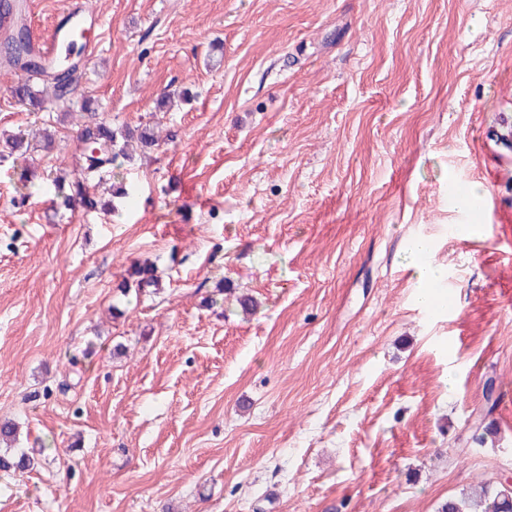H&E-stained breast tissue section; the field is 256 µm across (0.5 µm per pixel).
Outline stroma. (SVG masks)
I'll return each mask as SVG.
<instances>
[{
  "label": "stroma",
  "mask_w": 512,
  "mask_h": 512,
  "mask_svg": "<svg viewBox=\"0 0 512 512\" xmlns=\"http://www.w3.org/2000/svg\"><path fill=\"white\" fill-rule=\"evenodd\" d=\"M89 4L77 95L159 145L117 215L58 208L78 127L0 68V133L58 141L29 192L0 159V421L41 461L0 512H438L512 477V0ZM143 261L161 290L122 295ZM406 251L417 262L419 267V277L424 286L419 295L422 305L427 306L429 303H440L441 300L433 292L432 286L447 278V270L440 265L421 262L427 251V244L423 240H415L408 243ZM430 299L431 302H429Z\"/></svg>",
  "instance_id": "stroma-1"
}]
</instances>
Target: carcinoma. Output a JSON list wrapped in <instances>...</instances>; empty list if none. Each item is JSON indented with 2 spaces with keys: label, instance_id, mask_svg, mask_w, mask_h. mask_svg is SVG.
Returning a JSON list of instances; mask_svg holds the SVG:
<instances>
[{
  "label": "carcinoma",
  "instance_id": "obj_1",
  "mask_svg": "<svg viewBox=\"0 0 512 512\" xmlns=\"http://www.w3.org/2000/svg\"><path fill=\"white\" fill-rule=\"evenodd\" d=\"M18 0H3L0 3V62L26 72L29 78L15 89L19 100L40 109L49 103L61 110V115L72 117L71 106L77 83L71 77L61 74L59 68H44L42 58L35 51L30 27L24 19L17 16ZM78 118L83 120L77 137L79 155L82 160L80 180H66L58 176L52 181L60 207L76 210L81 207L88 212L104 211L112 213V202H105L90 189L91 177L99 175L118 160L133 161L128 151L130 142L135 140L144 149L155 146L152 129L147 125L121 129L112 128V124L94 111L92 100L86 99L81 106ZM26 134L14 133L0 144V158H26ZM137 289L159 286L154 268L139 265L131 273ZM17 426L11 422L0 424V441L6 447L0 448V471L5 473H23L35 465V458L28 452L9 446L16 440ZM483 512H512V489L502 486L483 490Z\"/></svg>",
  "mask_w": 512,
  "mask_h": 512
}]
</instances>
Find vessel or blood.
Returning a JSON list of instances; mask_svg holds the SVG:
<instances>
[{"label": "vessel or blood", "mask_w": 512, "mask_h": 512, "mask_svg": "<svg viewBox=\"0 0 512 512\" xmlns=\"http://www.w3.org/2000/svg\"><path fill=\"white\" fill-rule=\"evenodd\" d=\"M67 17V23L54 25L34 43L36 51L48 62L85 54L95 47L91 34L98 18L87 0H75L67 11Z\"/></svg>", "instance_id": "b4317fda"}]
</instances>
